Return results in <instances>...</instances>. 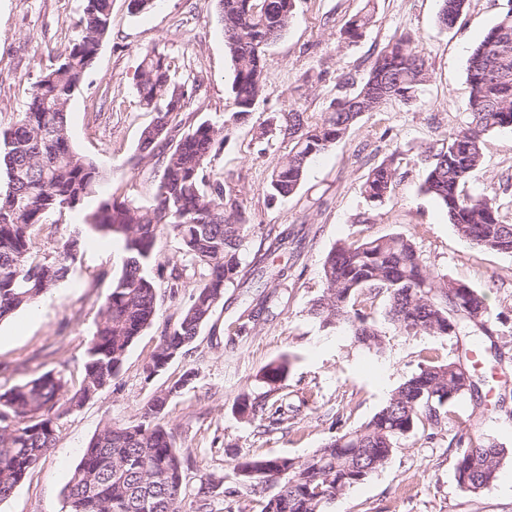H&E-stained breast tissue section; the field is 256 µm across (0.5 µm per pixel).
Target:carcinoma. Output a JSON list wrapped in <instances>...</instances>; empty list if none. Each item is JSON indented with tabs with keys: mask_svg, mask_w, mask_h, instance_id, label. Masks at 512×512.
<instances>
[{
	"mask_svg": "<svg viewBox=\"0 0 512 512\" xmlns=\"http://www.w3.org/2000/svg\"><path fill=\"white\" fill-rule=\"evenodd\" d=\"M217 2L233 67L231 118L244 120L262 97L266 52L288 29L294 0ZM466 2L441 0L440 23L452 26ZM372 18L369 10L356 13L341 35L349 41L361 37ZM111 19L112 0H83L77 38L35 83L26 111L0 132V169L6 176V188L0 191V322L69 280L84 240L57 239L58 225L67 215L84 212L88 231L121 240L125 253L87 341L78 384L70 386L50 370L0 392V502L55 448L63 416L118 379L129 349L154 323L157 285L149 268L166 269L157 262L161 232L180 240L182 255L199 270V280L177 323L162 330L145 368L147 377L191 355L199 331L223 302L224 290L244 285L243 251L251 226L238 191L210 170L211 158L224 147L223 128L207 121L189 125L180 117L194 87L175 80L179 63L173 57L145 52L137 82L141 105L158 120L141 131L136 155L139 163L153 160L157 165L155 203L145 207L113 197L87 208L98 193L102 172L72 145L67 114L110 32ZM428 78L424 55L411 38H400L385 46L355 90L333 99L327 111L308 113L295 106L260 125L256 139L269 144L278 136L288 146L271 174L268 196L294 194L309 162L340 141L359 117L388 99L411 103ZM467 81L468 120L427 156L423 189L443 206L461 238L486 250L512 253V224L500 215L496 198L465 191L468 178L483 164L485 135L512 128V8L473 48ZM395 182V170L381 163L368 172L362 193L381 204ZM39 241L48 248L38 249ZM322 275L326 288L310 314L322 328L346 327L355 343L375 354L385 348L386 331L370 320L366 309L381 294L387 298L388 323L404 335L458 337L470 324L480 326L485 336L493 334L486 296L468 285L451 290L448 276L427 267L413 241L400 234L336 246ZM458 364V359L424 360L368 422L304 460L249 457L235 467L234 489L224 486V477L205 473L191 500L186 471L197 462L180 452L164 422L171 388L150 399L136 423L104 421L70 473L63 491L66 512H213L215 500L242 490L261 497V512H327L348 489L381 469L401 439L420 425L440 427L462 396L479 391L482 380L473 374L464 382ZM289 366L285 356L269 363L262 372L268 391L254 399L239 398L240 413L251 421L283 423L274 395ZM450 445L462 493L476 496L496 481L504 449L463 434Z\"/></svg>",
	"mask_w": 512,
	"mask_h": 512,
	"instance_id": "carcinoma-1",
	"label": "carcinoma"
}]
</instances>
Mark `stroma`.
I'll return each mask as SVG.
<instances>
[{
    "mask_svg": "<svg viewBox=\"0 0 512 512\" xmlns=\"http://www.w3.org/2000/svg\"><path fill=\"white\" fill-rule=\"evenodd\" d=\"M295 3L287 31L267 52L265 87L255 112L234 121L226 107L232 63L217 0H156L139 14L129 13L128 0H112L111 32L68 113L73 145L105 175L100 197L124 196L141 205L153 201L155 165L133 162L141 131L153 119L139 102L136 84L144 52L168 54L181 65L179 78L198 85L185 109L191 123L207 120L224 128V148L211 169L235 186L246 206L251 232L244 276L271 266L287 267L288 276L261 278L247 290L226 289L192 356L175 359L150 377L145 367L160 332L176 323L196 278L185 273L175 297L158 286L156 319L132 346L118 379L63 417L56 448L0 502V512H63V488L90 438L106 419L138 422L158 392L172 390L165 420L177 447L199 463L187 475L190 485L205 472L224 475L230 485L235 466L245 458L303 460L368 421L426 356L462 359L483 379L480 393L464 396L434 431L420 428L402 439L385 467L336 499L331 512H512V489L503 487L512 479V254L462 240L438 202L421 190L428 151L440 147L467 117L469 55L512 8V0H468L449 28L439 22V0ZM81 5L82 0H0V131L25 111L34 84L77 35ZM366 8L373 13L370 26L358 40H344V23ZM406 36L424 53L430 73L417 100L392 99L361 116L341 141L310 161L294 195L269 201L266 185L285 149L280 144L260 148L254 127L295 104L324 112L345 93L340 75L361 80L389 42ZM308 73L317 80L307 87L302 77ZM483 153L467 190L497 197L502 217L512 222V129L488 133ZM382 163L395 168L397 182L390 199L373 205L365 201L361 185ZM284 229L293 239L288 248L272 254L261 250L268 231ZM392 234L411 238L430 269L486 295L497 329L496 351L465 356L479 334L475 326L456 339L391 330L377 358L354 344L344 328H320L309 308L325 287L327 254L342 242ZM123 257L120 241H88L67 283L37 308L0 323V392L49 369L78 382L87 341ZM246 310L255 314L248 331L228 334L229 322ZM284 356L291 362L281 390L289 422L267 427L242 418L239 397L265 392L262 370ZM188 370L193 379L178 387ZM463 427L506 451L497 481L476 496L460 492L448 446Z\"/></svg>",
    "mask_w": 512,
    "mask_h": 512,
    "instance_id": "obj_1",
    "label": "stroma"
}]
</instances>
